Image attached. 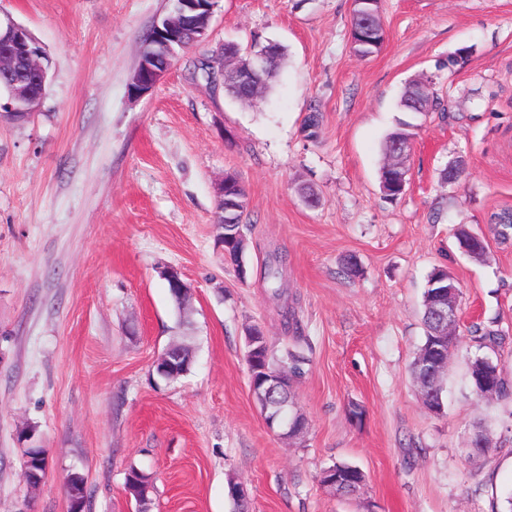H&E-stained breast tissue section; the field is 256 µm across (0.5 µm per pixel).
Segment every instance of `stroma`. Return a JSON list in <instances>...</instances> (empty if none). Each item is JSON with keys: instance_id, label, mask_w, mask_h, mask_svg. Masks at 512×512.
Here are the masks:
<instances>
[{"instance_id": "obj_1", "label": "stroma", "mask_w": 512, "mask_h": 512, "mask_svg": "<svg viewBox=\"0 0 512 512\" xmlns=\"http://www.w3.org/2000/svg\"><path fill=\"white\" fill-rule=\"evenodd\" d=\"M170 9L0 0L50 61L33 116L0 120V512H67L75 470L90 512H135L124 490L133 468L151 478V512H232L231 476L250 512H505L512 396L472 395L479 349L466 332L475 322L500 331L496 356L512 384V235L487 222L512 206V0H382L386 39L364 58L351 45V0H217L206 41L130 97L142 35ZM229 42L285 51L256 105L195 70ZM414 77L432 82L438 108H399ZM405 123L407 191L391 202L379 188L382 145ZM455 160L461 177L442 181ZM228 173L247 196L243 279L216 242ZM461 224L485 237V262L462 254ZM349 256L362 269L354 278L343 272ZM167 265L194 288L186 329ZM438 265L457 280L464 334L440 416L410 374ZM289 306L309 341L296 382L308 428L297 440L267 427L245 358L251 325L283 348ZM185 334L195 364L164 381L156 360ZM481 420L492 421L494 446L471 458L463 435ZM39 446L48 477L32 494L23 450ZM337 462L364 471L359 494L317 482Z\"/></svg>"}]
</instances>
